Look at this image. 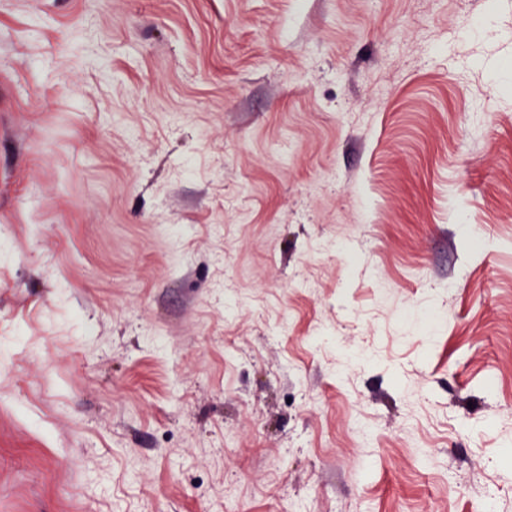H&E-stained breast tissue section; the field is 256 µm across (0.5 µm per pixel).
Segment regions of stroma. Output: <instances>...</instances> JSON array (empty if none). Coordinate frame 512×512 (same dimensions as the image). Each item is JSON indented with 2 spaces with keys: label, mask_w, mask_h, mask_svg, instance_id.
<instances>
[{
  "label": "stroma",
  "mask_w": 512,
  "mask_h": 512,
  "mask_svg": "<svg viewBox=\"0 0 512 512\" xmlns=\"http://www.w3.org/2000/svg\"><path fill=\"white\" fill-rule=\"evenodd\" d=\"M0 512H512V0H0Z\"/></svg>",
  "instance_id": "obj_1"
}]
</instances>
